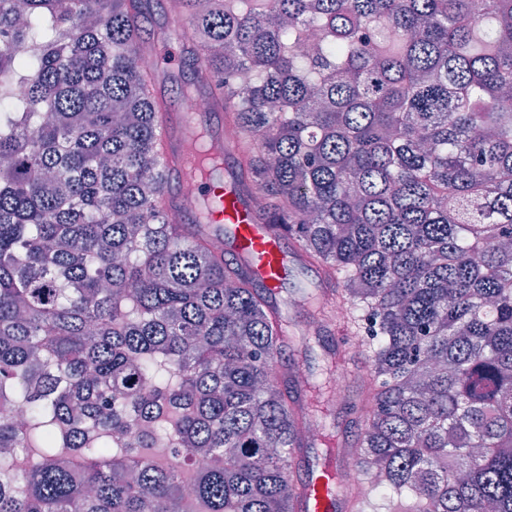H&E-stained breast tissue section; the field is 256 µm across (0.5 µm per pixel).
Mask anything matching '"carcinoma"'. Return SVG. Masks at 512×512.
Here are the masks:
<instances>
[{
	"label": "carcinoma",
	"mask_w": 512,
	"mask_h": 512,
	"mask_svg": "<svg viewBox=\"0 0 512 512\" xmlns=\"http://www.w3.org/2000/svg\"><path fill=\"white\" fill-rule=\"evenodd\" d=\"M173 2L259 216L323 273L298 302L363 339L306 370L354 388L373 492L330 493L512 512V0ZM146 3L0 0V512H304L336 423L282 360L306 333L173 221Z\"/></svg>",
	"instance_id": "obj_1"
}]
</instances>
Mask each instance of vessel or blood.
<instances>
[{
	"label": "vessel or blood",
	"mask_w": 512,
	"mask_h": 512,
	"mask_svg": "<svg viewBox=\"0 0 512 512\" xmlns=\"http://www.w3.org/2000/svg\"><path fill=\"white\" fill-rule=\"evenodd\" d=\"M200 126L192 112L180 117L177 135L168 141L172 175L180 184L193 185L195 196L189 204L207 229L224 240L227 251L239 258L248 272L271 292H279L290 267L286 244L292 237L284 225L265 224L258 220L254 207L235 176H192L189 170V143ZM352 470L347 454L339 453L330 461L327 471L310 476L313 496L306 504L308 512H344L342 499L329 496L332 481H344Z\"/></svg>",
	"instance_id": "b4317fda"
}]
</instances>
